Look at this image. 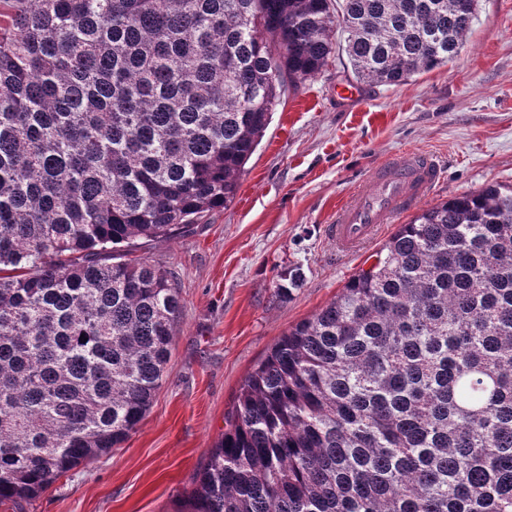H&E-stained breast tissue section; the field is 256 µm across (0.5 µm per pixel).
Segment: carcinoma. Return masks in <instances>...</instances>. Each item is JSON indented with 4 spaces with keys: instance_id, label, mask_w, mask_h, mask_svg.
Segmentation results:
<instances>
[{
    "instance_id": "cac0c4a2",
    "label": "carcinoma",
    "mask_w": 512,
    "mask_h": 512,
    "mask_svg": "<svg viewBox=\"0 0 512 512\" xmlns=\"http://www.w3.org/2000/svg\"><path fill=\"white\" fill-rule=\"evenodd\" d=\"M477 0H0V503L119 447L171 272L336 32L359 83L457 55ZM176 512H512V185L415 214L244 380Z\"/></svg>"
}]
</instances>
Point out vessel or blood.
Listing matches in <instances>:
<instances>
[{"label": "vessel or blood", "instance_id": "1", "mask_svg": "<svg viewBox=\"0 0 512 512\" xmlns=\"http://www.w3.org/2000/svg\"><path fill=\"white\" fill-rule=\"evenodd\" d=\"M441 168L429 154L407 150L376 166L336 209L327 236L342 255L360 252L380 229L394 223L440 180Z\"/></svg>", "mask_w": 512, "mask_h": 512}]
</instances>
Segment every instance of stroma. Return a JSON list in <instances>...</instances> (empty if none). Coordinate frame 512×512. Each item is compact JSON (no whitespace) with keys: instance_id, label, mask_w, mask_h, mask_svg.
<instances>
[{"instance_id":"1","label":"stroma","mask_w":512,"mask_h":512,"mask_svg":"<svg viewBox=\"0 0 512 512\" xmlns=\"http://www.w3.org/2000/svg\"><path fill=\"white\" fill-rule=\"evenodd\" d=\"M346 61L336 51L326 69L288 90L230 206L136 250L172 272L181 299L162 385L136 429L0 512H173L221 440L245 377L394 234L388 225L360 253L337 256L325 227L356 183L419 148L437 156L443 176L418 209L512 185V0H478L455 60L403 84L342 99ZM290 275L296 285L279 292Z\"/></svg>"}]
</instances>
